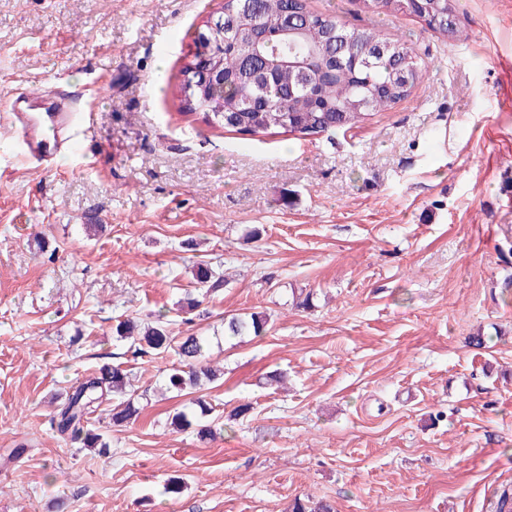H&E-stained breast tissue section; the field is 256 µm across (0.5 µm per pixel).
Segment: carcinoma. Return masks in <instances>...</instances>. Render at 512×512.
Wrapping results in <instances>:
<instances>
[{
	"instance_id": "obj_1",
	"label": "carcinoma",
	"mask_w": 512,
	"mask_h": 512,
	"mask_svg": "<svg viewBox=\"0 0 512 512\" xmlns=\"http://www.w3.org/2000/svg\"><path fill=\"white\" fill-rule=\"evenodd\" d=\"M367 9L389 15L418 18L434 32L449 39L464 35L456 0H360ZM219 18L224 36L212 37L219 52L224 77L199 85L196 68L201 55L192 54L180 69L178 107L198 114L215 129L241 136H290L307 139L347 131L376 112L392 109L407 99L420 82L425 62L400 39H389L374 30L349 25L332 13L316 12L308 0H224ZM299 58L306 62L307 82L294 68L265 71L268 60ZM195 294H187L180 310L190 314L224 283V276L206 263L196 265ZM167 315L149 321L126 318L113 330L115 340L130 342L141 355L172 352L178 365L166 375L167 391L179 395L200 392L217 380L207 362L205 338L195 333L176 336ZM268 331L262 313L234 315L224 320V335L259 338ZM128 371L119 364H104L97 372L74 382L60 402L52 421L70 441L100 457L109 454V442L89 427L103 400L121 396L108 417L114 427L137 418L141 407L126 396ZM193 408L176 412L170 420L174 431L196 428L200 436L212 434L208 417L213 413L203 397ZM290 512H335L320 501L296 498Z\"/></svg>"
}]
</instances>
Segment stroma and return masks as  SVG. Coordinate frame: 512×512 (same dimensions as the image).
<instances>
[{
	"mask_svg": "<svg viewBox=\"0 0 512 512\" xmlns=\"http://www.w3.org/2000/svg\"><path fill=\"white\" fill-rule=\"evenodd\" d=\"M223 3L0 0V101L62 92L94 113L40 173L0 130V512H493L512 492V0H459L461 41L309 0L426 63L407 100L311 140L178 110L179 71ZM200 262L232 281L188 316L176 302ZM303 289L312 309L294 305ZM158 311L209 337L224 373L207 399L248 417L171 431L189 402L157 395L174 355L112 337ZM253 312L265 336L225 337V317ZM103 363L130 371L142 411L96 421L98 458L51 418Z\"/></svg>",
	"mask_w": 512,
	"mask_h": 512,
	"instance_id": "obj_1",
	"label": "stroma"
}]
</instances>
